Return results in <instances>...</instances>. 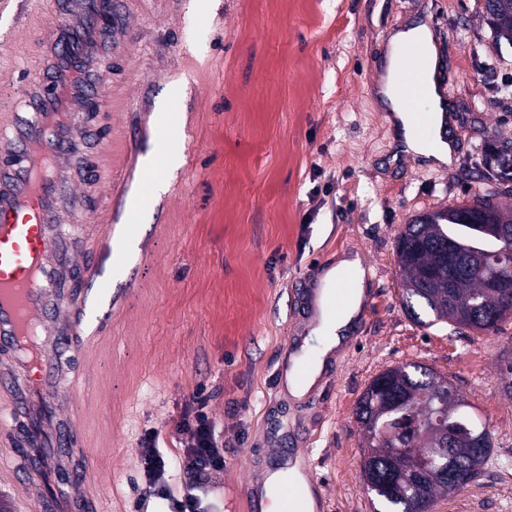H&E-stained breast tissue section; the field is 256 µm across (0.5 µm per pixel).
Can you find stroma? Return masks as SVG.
<instances>
[{
  "instance_id": "obj_1",
  "label": "stroma",
  "mask_w": 512,
  "mask_h": 512,
  "mask_svg": "<svg viewBox=\"0 0 512 512\" xmlns=\"http://www.w3.org/2000/svg\"><path fill=\"white\" fill-rule=\"evenodd\" d=\"M482 0H122L112 37L90 70L106 88L73 160L101 197L61 200L63 248L87 224H113L109 258L85 283L86 313L56 350L65 378L62 425L79 422L101 512H137L139 442L170 429L203 391L224 441V471L201 512H255L251 480L299 456L319 512H372L361 481L357 403L385 369L418 363L447 376L486 422L496 462L476 482L437 499L433 512H512V400L499 364L512 356V318L475 333L427 328L406 314L398 235L428 210L469 204L497 189L492 158L512 142V47L496 45ZM426 22L451 61L448 107L459 136L449 165L390 162L395 132L375 86L389 36ZM69 16L59 0H0V114L16 111ZM181 160L167 163V141ZM163 192L138 197L146 164ZM498 191V189H497ZM502 208L512 194L498 191ZM358 254L365 300L350 339L302 399L280 381L288 339L309 333L297 292L310 275ZM0 390V501L25 512L31 490L76 495V458L29 485L18 418L36 408Z\"/></svg>"
}]
</instances>
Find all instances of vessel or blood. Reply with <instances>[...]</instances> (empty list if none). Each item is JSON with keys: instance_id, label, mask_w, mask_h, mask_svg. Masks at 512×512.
<instances>
[{"instance_id": "obj_1", "label": "vessel or blood", "mask_w": 512, "mask_h": 512, "mask_svg": "<svg viewBox=\"0 0 512 512\" xmlns=\"http://www.w3.org/2000/svg\"><path fill=\"white\" fill-rule=\"evenodd\" d=\"M112 0H85L78 24L70 26L69 37L55 43L44 79L30 90L27 103L32 115L25 125L0 118V147L23 155L19 165L0 168V341L18 345L36 335L44 315L52 309L60 317L51 331L62 334L65 326L77 325L84 300L66 266L59 261V241L54 233L59 198L57 184L69 164L76 143L73 120L91 92V84L72 87L73 64L87 65L98 46L100 16L111 13ZM400 65L390 82V92L413 117V128L429 138L437 113L430 104L437 69L445 58L429 62L423 48L408 43L399 51ZM66 109L53 111L58 99ZM75 394L76 383L60 384L46 362L28 388L37 400L55 397L59 390ZM51 418L42 410L28 415L35 447L51 445L47 434Z\"/></svg>"}]
</instances>
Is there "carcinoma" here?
Returning <instances> with one entry per match:
<instances>
[{"mask_svg": "<svg viewBox=\"0 0 512 512\" xmlns=\"http://www.w3.org/2000/svg\"><path fill=\"white\" fill-rule=\"evenodd\" d=\"M482 15L490 26L496 42L512 44V0H483ZM496 192L476 198L472 204L458 205L426 212L406 225L402 235L408 246L396 250L401 275L402 301L417 323L457 325L451 300H464L483 318L471 325L474 332L495 330L504 317L488 321L500 304L498 293L487 287L491 279L512 282V245L481 235L482 224H505L512 227V210L504 211L493 203ZM452 240L461 258L460 264L448 268L444 242ZM430 316L424 321L420 313ZM411 396L410 420L421 422L434 417V409L446 393L455 391L445 377L429 368L409 363L392 367L374 377L359 401L357 420L364 436L371 432L373 418L389 419L385 414L386 399L380 381ZM420 439L409 441V434L400 433L389 440L373 441L372 454L363 461L362 468L371 476L367 493L380 508L374 512H420L419 502L424 498L434 504L439 497L470 484V478H460L454 486L446 487L436 480H425L416 485L398 481L395 474L403 467V460L395 448L412 444L423 450L433 446L437 432L428 426L419 430Z\"/></svg>", "mask_w": 512, "mask_h": 512, "instance_id": "cac0c4a2", "label": "carcinoma"}]
</instances>
